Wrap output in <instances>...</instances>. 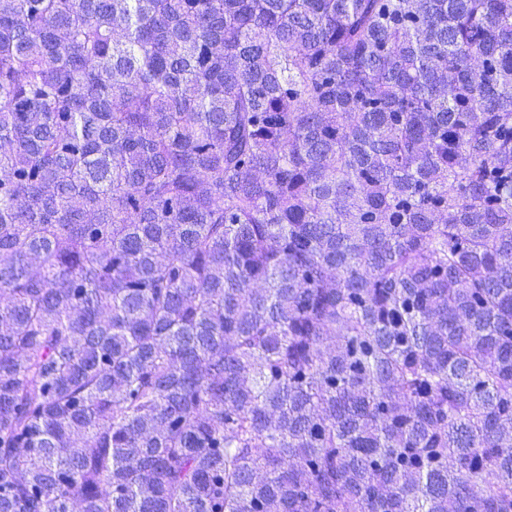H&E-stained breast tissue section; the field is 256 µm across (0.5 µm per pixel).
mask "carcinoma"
I'll return each instance as SVG.
<instances>
[{
	"instance_id": "cac0c4a2",
	"label": "carcinoma",
	"mask_w": 512,
	"mask_h": 512,
	"mask_svg": "<svg viewBox=\"0 0 512 512\" xmlns=\"http://www.w3.org/2000/svg\"><path fill=\"white\" fill-rule=\"evenodd\" d=\"M0 512H512V0H0Z\"/></svg>"
}]
</instances>
